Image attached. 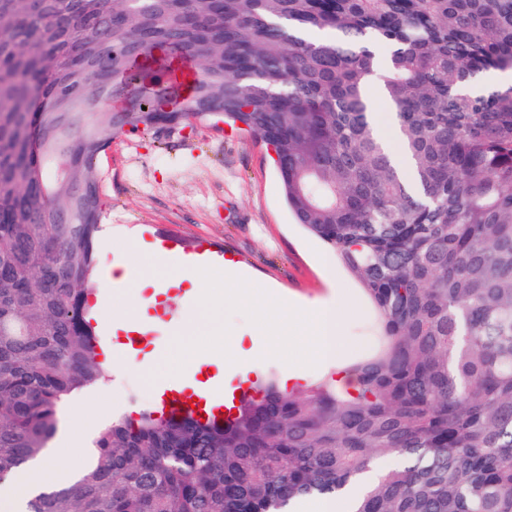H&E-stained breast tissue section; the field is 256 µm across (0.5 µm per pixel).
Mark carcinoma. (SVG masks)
I'll use <instances>...</instances> for the list:
<instances>
[{
	"mask_svg": "<svg viewBox=\"0 0 512 512\" xmlns=\"http://www.w3.org/2000/svg\"><path fill=\"white\" fill-rule=\"evenodd\" d=\"M512 0H0V480L103 385L94 161L220 119L270 146L295 219L378 314L374 352L257 387L224 424L102 426L26 512H291L395 456L354 512H512ZM382 83L414 177L376 139Z\"/></svg>",
	"mask_w": 512,
	"mask_h": 512,
	"instance_id": "1",
	"label": "carcinoma"
}]
</instances>
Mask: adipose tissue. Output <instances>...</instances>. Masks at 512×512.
<instances>
[{"mask_svg":"<svg viewBox=\"0 0 512 512\" xmlns=\"http://www.w3.org/2000/svg\"><path fill=\"white\" fill-rule=\"evenodd\" d=\"M125 241L122 233H113L112 250L119 256L111 265L116 289L108 301L99 305L103 323L123 331L134 325L147 326L150 321L147 309L156 303L155 297L145 294L149 287L184 286L198 299L187 312L183 329L174 338L176 356L164 360L162 379L185 381L190 388H199L201 356L195 343L201 337L220 339L224 344L225 371H236L243 376L273 351L287 355L294 367L301 368L336 363L354 350L343 334L342 323L345 317L357 312L358 305L344 283L333 285L335 302L292 307L266 284L239 279L237 265L232 260L171 267L153 249L140 254L125 251ZM216 272L223 276L224 303L220 306L206 297L210 277ZM227 303L251 315V331L225 327L223 306ZM67 474V468L55 457H44L14 474L13 498L23 501L40 487L66 480Z\"/></svg>","mask_w":512,"mask_h":512,"instance_id":"obj_1","label":"adipose tissue"}]
</instances>
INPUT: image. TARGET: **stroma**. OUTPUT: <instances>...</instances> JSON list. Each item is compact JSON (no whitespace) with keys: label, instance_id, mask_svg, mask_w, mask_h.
<instances>
[{"label":"stroma","instance_id":"obj_1","mask_svg":"<svg viewBox=\"0 0 512 512\" xmlns=\"http://www.w3.org/2000/svg\"><path fill=\"white\" fill-rule=\"evenodd\" d=\"M96 173L102 223L173 234L186 248L212 241L247 275L301 302L330 296L317 261L325 247L289 213L259 140L213 121L157 137L120 135L99 155ZM109 372L106 387L116 403L101 412V422L153 407L142 369L114 365Z\"/></svg>","mask_w":512,"mask_h":512}]
</instances>
